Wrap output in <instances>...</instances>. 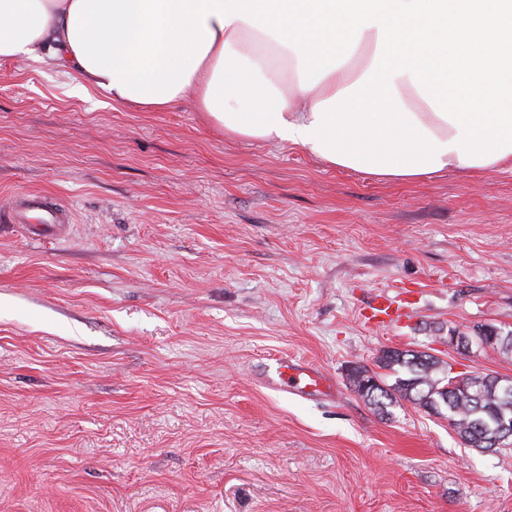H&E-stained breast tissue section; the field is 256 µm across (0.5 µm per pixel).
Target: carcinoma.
<instances>
[{
	"label": "carcinoma",
	"mask_w": 512,
	"mask_h": 512,
	"mask_svg": "<svg viewBox=\"0 0 512 512\" xmlns=\"http://www.w3.org/2000/svg\"><path fill=\"white\" fill-rule=\"evenodd\" d=\"M477 339L495 351L512 354V331L488 334L480 330ZM378 363L391 370L398 366L409 373L406 378L397 377L387 388L368 369H352L349 379L355 391L378 411L386 414L388 407L407 401L448 419L449 427L465 446L483 452L502 451L496 446L495 423L501 415L512 416L511 380L473 373L454 383L443 361L421 351L387 349Z\"/></svg>",
	"instance_id": "obj_1"
}]
</instances>
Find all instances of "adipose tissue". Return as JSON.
I'll return each mask as SVG.
<instances>
[{
	"mask_svg": "<svg viewBox=\"0 0 512 512\" xmlns=\"http://www.w3.org/2000/svg\"><path fill=\"white\" fill-rule=\"evenodd\" d=\"M41 50L78 89L142 112L191 97L228 137L333 168L512 166V0H0V58Z\"/></svg>",
	"mask_w": 512,
	"mask_h": 512,
	"instance_id": "obj_1",
	"label": "adipose tissue"
}]
</instances>
